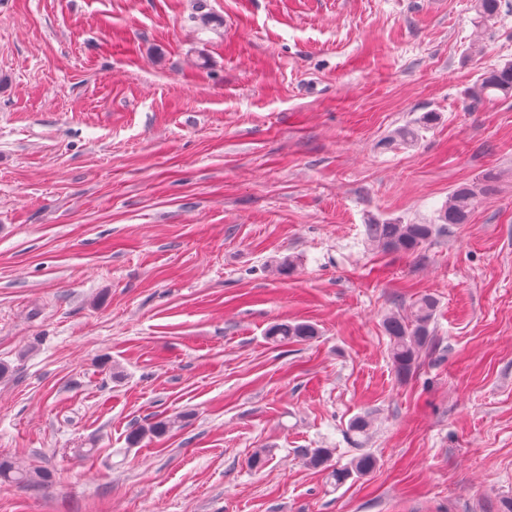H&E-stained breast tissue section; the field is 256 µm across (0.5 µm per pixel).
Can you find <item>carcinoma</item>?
Listing matches in <instances>:
<instances>
[{"mask_svg":"<svg viewBox=\"0 0 512 512\" xmlns=\"http://www.w3.org/2000/svg\"><path fill=\"white\" fill-rule=\"evenodd\" d=\"M501 0H474V11L478 23L484 25L500 15ZM472 103L481 105L491 98L512 97V61H505L489 68L469 90ZM492 191L488 183L464 184L456 187L448 195V205L440 211L439 220L443 224H465L474 210L478 198ZM438 231L435 224L374 223L366 225L368 242L378 249L391 253L413 254L421 245L428 242ZM436 301L430 295L417 300L411 314L403 316L390 314L384 319V329L390 339V355L398 377L405 379L415 367L420 350L432 338L430 325L434 319ZM317 335L315 326L308 323H277L268 331V338L275 343L290 340L305 341ZM170 428V421L159 420L149 428H135L129 434L132 444L145 436L163 437ZM308 462L315 468L328 472L330 483L338 486L347 479L371 473L376 460L363 454L349 465L338 467L332 463V450L315 448L310 452ZM13 482L21 487H44L51 483L52 473L48 470H31L17 459H0V480Z\"/></svg>","mask_w":512,"mask_h":512,"instance_id":"obj_1","label":"carcinoma"}]
</instances>
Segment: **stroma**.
Wrapping results in <instances>:
<instances>
[{
	"label": "stroma",
	"mask_w": 512,
	"mask_h": 512,
	"mask_svg": "<svg viewBox=\"0 0 512 512\" xmlns=\"http://www.w3.org/2000/svg\"><path fill=\"white\" fill-rule=\"evenodd\" d=\"M502 4L479 32L471 0H0V457L53 474L0 512H499L512 98L468 91L512 60ZM489 175L416 253L367 244ZM423 295L402 380L382 322ZM308 448L377 467L336 487ZM492 190V186L488 183L464 184L456 187L448 196V205L440 211L441 224L467 223L478 198ZM317 336V329L308 323H277L268 331V338L275 343H288V340L305 341Z\"/></svg>",
	"instance_id": "35a3bbf8"
}]
</instances>
